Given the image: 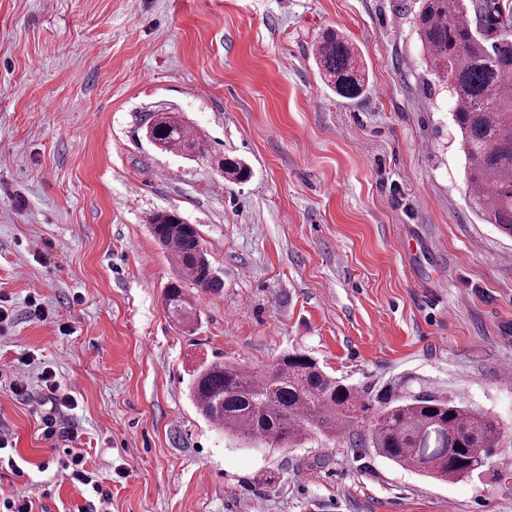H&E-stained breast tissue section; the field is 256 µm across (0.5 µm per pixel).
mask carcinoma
<instances>
[{"instance_id": "obj_1", "label": "carcinoma", "mask_w": 512, "mask_h": 512, "mask_svg": "<svg viewBox=\"0 0 512 512\" xmlns=\"http://www.w3.org/2000/svg\"><path fill=\"white\" fill-rule=\"evenodd\" d=\"M418 31L432 74L454 100L468 202L512 237V0H423ZM313 58L338 96L352 99L364 92L365 69L352 41L329 30ZM145 136L164 152L182 155L194 146L205 151L204 138L175 109L152 113ZM218 165L239 182L250 175L239 161L225 158ZM150 227L179 273L166 286L165 306L188 323L192 304L185 284L210 292L223 283L196 226L177 211L153 213ZM189 391L205 419L245 445L292 448L314 432H361V448L441 482L459 481L492 463L502 434L494 416L433 394L372 400L298 350L260 371L223 361L204 364Z\"/></svg>"}]
</instances>
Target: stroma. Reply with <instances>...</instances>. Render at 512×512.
Wrapping results in <instances>:
<instances>
[{
	"instance_id": "obj_1",
	"label": "stroma",
	"mask_w": 512,
	"mask_h": 512,
	"mask_svg": "<svg viewBox=\"0 0 512 512\" xmlns=\"http://www.w3.org/2000/svg\"><path fill=\"white\" fill-rule=\"evenodd\" d=\"M418 0H0V502L32 512H512V239L470 208L454 103L430 71ZM362 53L338 97L311 57ZM163 106L205 135L189 160L141 130ZM245 163L238 183L218 166ZM197 226L224 281L190 289L192 331L148 219ZM38 294L44 317L30 315ZM297 349L376 396L426 391L495 415L492 464L438 482L351 435L251 448L206 421L203 363L257 371ZM30 357L26 394L12 374ZM76 400L50 443L40 375ZM87 453L108 500L61 478ZM313 58L321 79L338 96L352 99L364 92L365 69L352 41L329 30L317 41Z\"/></svg>"
}]
</instances>
